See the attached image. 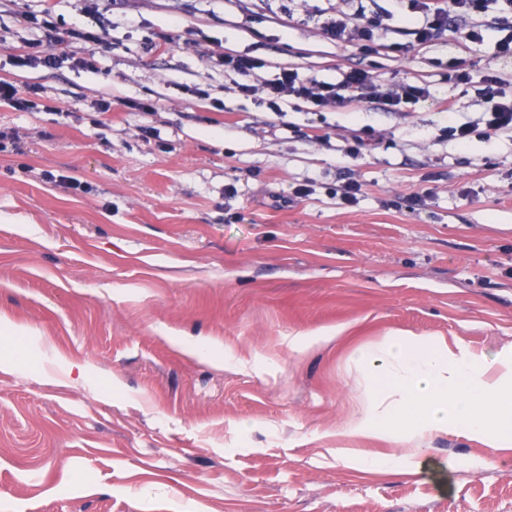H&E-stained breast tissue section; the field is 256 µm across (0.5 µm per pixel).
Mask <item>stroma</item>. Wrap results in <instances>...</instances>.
<instances>
[{
  "label": "stroma",
  "instance_id": "35a3bbf8",
  "mask_svg": "<svg viewBox=\"0 0 512 512\" xmlns=\"http://www.w3.org/2000/svg\"><path fill=\"white\" fill-rule=\"evenodd\" d=\"M314 1L348 8L97 0L108 35L93 74L9 64L23 12L46 4L70 25L86 0H0V78L40 86L68 114L55 124L0 108L24 149L0 156V315L19 329L0 338L19 362L0 371V512H512V455L473 441L435 435L425 467L386 473L335 454L391 451L336 435L367 391L357 348L398 332L490 356L512 346V139L463 147L440 135L489 110L475 86L487 68L512 96V60L495 49L500 6L479 19L482 44L447 32L375 57L383 79L431 93L404 116L292 105L281 121L193 46L260 56L265 78L294 68L336 80L360 58L305 21ZM171 21L190 43L149 48ZM452 65L471 83L447 80ZM103 97L160 109L97 127L84 115ZM449 97L452 117L439 108ZM147 122L157 137L144 142ZM364 126L379 144L343 157L344 135ZM348 175L363 185L353 208L330 194ZM310 179L313 194L292 197ZM297 336L309 345L291 348Z\"/></svg>",
  "mask_w": 512,
  "mask_h": 512
}]
</instances>
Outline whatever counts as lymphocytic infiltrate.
<instances>
[{"mask_svg":"<svg viewBox=\"0 0 512 512\" xmlns=\"http://www.w3.org/2000/svg\"><path fill=\"white\" fill-rule=\"evenodd\" d=\"M415 42L425 44L447 31L455 20H471V28L464 37L472 43L484 40L483 29L475 25V17L485 14L488 0H399ZM311 18L317 19L330 39L354 48L356 54L367 59L377 54L381 35L385 30L380 16L357 8L353 13H325L313 8ZM28 35L23 40L21 53L12 55L13 66L27 69H59L69 67L95 70L97 48L105 40V31L84 24L60 29L51 8L27 13ZM210 57L216 67L234 77L233 89L244 97H254L277 117H285L292 102L306 104L319 112L347 102L357 101L379 106L389 113L402 112L408 105L426 100L428 88L410 82L388 83L376 74L374 68L351 67L343 71L337 81H326L314 76L300 75L298 70H281L274 78H259L264 61L243 53L228 55L212 51ZM503 78L498 70L487 69L481 77L479 94L491 101L490 112L477 122H449L443 133L460 144L477 140L494 143L501 136L512 134V100L502 98Z\"/></svg>","mask_w":512,"mask_h":512,"instance_id":"lymphocytic-infiltrate-1","label":"lymphocytic infiltrate"}]
</instances>
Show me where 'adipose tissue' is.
<instances>
[{
    "mask_svg": "<svg viewBox=\"0 0 512 512\" xmlns=\"http://www.w3.org/2000/svg\"><path fill=\"white\" fill-rule=\"evenodd\" d=\"M371 385L341 438L391 443L372 458L340 448L337 459L363 467H403L425 453L428 437L448 434L512 450V349L475 353L443 337L394 334L354 353Z\"/></svg>",
    "mask_w": 512,
    "mask_h": 512,
    "instance_id": "adipose-tissue-1",
    "label": "adipose tissue"
}]
</instances>
